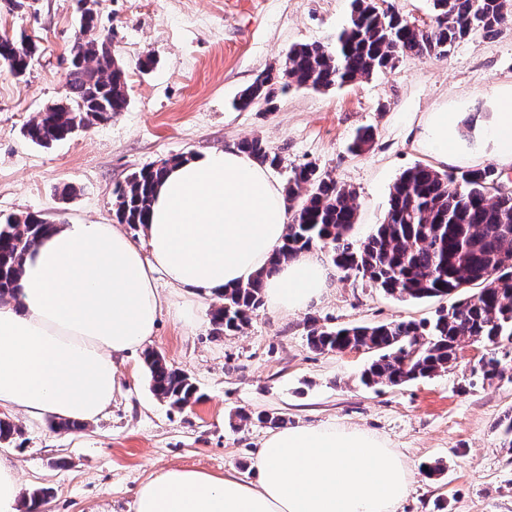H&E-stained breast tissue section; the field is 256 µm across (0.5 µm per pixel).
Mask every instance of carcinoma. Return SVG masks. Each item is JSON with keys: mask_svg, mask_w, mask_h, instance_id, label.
I'll return each instance as SVG.
<instances>
[{"mask_svg": "<svg viewBox=\"0 0 512 512\" xmlns=\"http://www.w3.org/2000/svg\"><path fill=\"white\" fill-rule=\"evenodd\" d=\"M84 31L76 35L67 73L68 112H41L24 126V136L49 147L71 137L76 125L105 123L128 108L126 69L111 49V39L95 34L98 0H83ZM434 26L417 29L394 6L379 0H352L347 28L330 42L294 45L283 62L268 68L239 95L235 106L247 110L271 105L289 87L326 89L393 68L404 58L445 57L456 43L480 34L498 35L512 18V0H432ZM39 44L25 36H0V59L18 79L26 76ZM373 132L360 129L350 145L363 153ZM238 149L262 165L279 157L254 137ZM174 157L143 168L116 189L115 214L133 228L147 223L153 184ZM501 181L492 165L474 169H436L416 164L401 173L390 191L382 223L358 245L348 235L357 223L356 192L311 164L292 171L284 200L292 213L283 245L265 274L224 290V302L211 312L215 335L237 332L262 306L264 275L280 262L314 247L344 275L367 279L400 300L420 301L461 295L434 319L392 320L375 325L329 329L311 320L308 345L319 353L358 346L377 357L359 373V383L400 386L448 370L465 339L491 347L479 363L485 380L503 375L496 350L512 346V193L493 194ZM52 224L33 214L0 220V296L10 294L22 274L24 259L37 238ZM472 286L479 290L471 295ZM144 363L153 395L182 409L195 397L196 386L185 373L148 351Z\"/></svg>", "mask_w": 512, "mask_h": 512, "instance_id": "carcinoma-1", "label": "carcinoma"}]
</instances>
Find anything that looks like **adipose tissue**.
<instances>
[{
  "instance_id": "ef3b65f1",
  "label": "adipose tissue",
  "mask_w": 512,
  "mask_h": 512,
  "mask_svg": "<svg viewBox=\"0 0 512 512\" xmlns=\"http://www.w3.org/2000/svg\"><path fill=\"white\" fill-rule=\"evenodd\" d=\"M437 168L472 159L512 168V85L481 112L439 108L411 129ZM291 214L268 169L236 148L168 167L155 188L144 243L112 224H57L0 299V408L88 423L121 389L120 365L151 343L162 310L154 278L198 306L249 282L281 246ZM321 253L281 263L267 304L300 311L327 286ZM246 483L233 474L170 468L139 489L135 512H396L409 491L400 455L372 433L331 423L269 434Z\"/></svg>"
}]
</instances>
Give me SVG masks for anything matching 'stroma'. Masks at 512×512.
<instances>
[{"instance_id": "stroma-1", "label": "stroma", "mask_w": 512, "mask_h": 512, "mask_svg": "<svg viewBox=\"0 0 512 512\" xmlns=\"http://www.w3.org/2000/svg\"><path fill=\"white\" fill-rule=\"evenodd\" d=\"M351 0H98L99 33L126 67L125 112L49 148L26 141L23 126L66 99L76 0H39L36 12L0 9V35L25 34L41 52L23 79L0 63V215L35 214L50 223H115L117 186L135 171L173 156L191 157L258 137L280 157L272 174L287 184L293 167L315 164L357 193L355 239L382 222L389 190L415 164L410 122L445 103L476 111L492 86L512 82V26L473 36L444 58H406L384 73L343 87H292L273 106L236 110L234 99L283 61L298 43L326 42L350 21ZM157 64L141 72L136 62ZM375 131L359 155L355 131ZM164 300L149 350L188 374L199 399L171 408L149 389L143 353L121 366L122 390L98 420L57 431L49 420L13 415L19 427L0 457L12 460L23 491L50 489L48 512H133L140 486L173 467L256 481L252 457L272 428L336 423L386 440L410 471L397 512H512V454L497 427L512 410V362L502 377L475 375L487 346L469 340L448 371L401 386L366 388L357 375L372 355L309 348L310 321L324 327L432 317L438 301H402L359 278L332 272L323 296L290 313L261 306L230 336L212 333L209 310L194 326L174 312L189 302L163 274ZM249 413V420L238 417ZM441 462L444 473L425 468Z\"/></svg>"}]
</instances>
